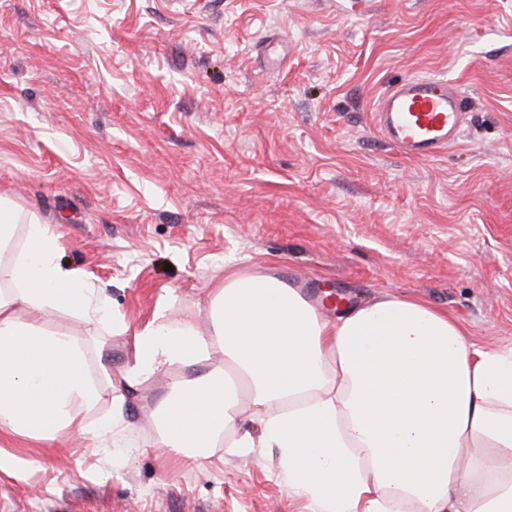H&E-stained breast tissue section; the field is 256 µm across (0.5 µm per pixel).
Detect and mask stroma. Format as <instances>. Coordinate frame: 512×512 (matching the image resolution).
Wrapping results in <instances>:
<instances>
[{"label":"stroma","instance_id":"35a3bbf8","mask_svg":"<svg viewBox=\"0 0 512 512\" xmlns=\"http://www.w3.org/2000/svg\"><path fill=\"white\" fill-rule=\"evenodd\" d=\"M409 76L463 92L460 142L409 159L374 107ZM0 196L61 237L107 299L105 324L44 317L103 398L87 433L0 434V512H312L240 402L232 455L158 447L157 407L201 366L128 386L134 334L178 299L208 331L232 274H268L327 317L387 294L447 311L476 345L512 344V0H0Z\"/></svg>","mask_w":512,"mask_h":512}]
</instances>
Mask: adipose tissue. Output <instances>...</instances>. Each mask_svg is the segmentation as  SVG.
<instances>
[{"mask_svg": "<svg viewBox=\"0 0 512 512\" xmlns=\"http://www.w3.org/2000/svg\"><path fill=\"white\" fill-rule=\"evenodd\" d=\"M26 244L1 271L0 432L55 439L85 434L80 410L103 393L69 334L42 317L99 322L104 298L64 269L60 238L29 221ZM204 335L176 302L135 335L128 385L203 361L224 364L176 382L163 403L159 445L201 463L236 437L240 396L262 415V443L279 451L293 493L318 512H512V346L479 347L446 311L386 295L328 318L266 274L215 289Z\"/></svg>", "mask_w": 512, "mask_h": 512, "instance_id": "obj_1", "label": "adipose tissue"}]
</instances>
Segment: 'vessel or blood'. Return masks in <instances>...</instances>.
Here are the masks:
<instances>
[{"label":"vessel or blood","instance_id":"obj_1","mask_svg":"<svg viewBox=\"0 0 512 512\" xmlns=\"http://www.w3.org/2000/svg\"><path fill=\"white\" fill-rule=\"evenodd\" d=\"M464 114V99L447 80L411 77L379 99L375 124L404 155L427 160L456 141Z\"/></svg>","mask_w":512,"mask_h":512}]
</instances>
